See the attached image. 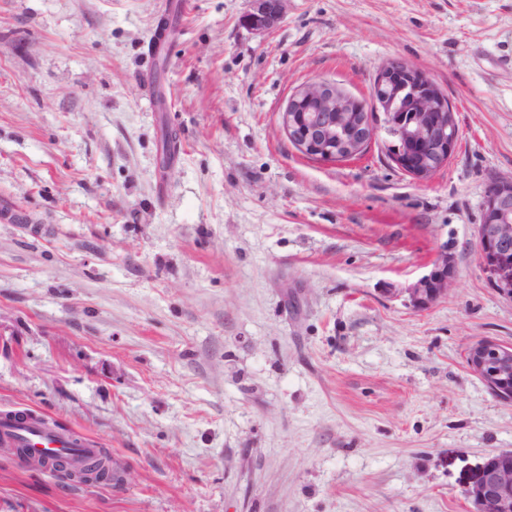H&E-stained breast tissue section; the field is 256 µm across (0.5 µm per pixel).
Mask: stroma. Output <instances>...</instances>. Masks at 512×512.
<instances>
[{"label":"stroma","mask_w":512,"mask_h":512,"mask_svg":"<svg viewBox=\"0 0 512 512\" xmlns=\"http://www.w3.org/2000/svg\"><path fill=\"white\" fill-rule=\"evenodd\" d=\"M254 7L0 0V410L129 470L78 483L0 448V512H472L512 450V404L466 363L512 343L477 247L512 176V0H286L263 33ZM391 59L453 107L443 169L292 145L296 87L366 100ZM443 248L448 295L415 309Z\"/></svg>","instance_id":"35a3bbf8"}]
</instances>
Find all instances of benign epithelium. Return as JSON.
Returning a JSON list of instances; mask_svg holds the SVG:
<instances>
[{
    "label": "benign epithelium",
    "instance_id": "1",
    "mask_svg": "<svg viewBox=\"0 0 512 512\" xmlns=\"http://www.w3.org/2000/svg\"><path fill=\"white\" fill-rule=\"evenodd\" d=\"M283 2L255 0L247 25L261 32L273 28ZM375 108L383 115L377 124L371 120ZM280 121L289 140L319 160L355 156L382 131L392 160L420 181L447 165L458 137L448 99L426 73L400 59L377 70L371 103L330 80L310 81L292 92ZM478 249L490 286L512 301L511 177L494 180L486 192ZM454 277L452 257L441 249L428 273L404 292L414 308L426 309L448 295ZM466 363L494 397L512 403V344L478 340L469 346ZM464 495L474 512H512V451L490 456Z\"/></svg>",
    "mask_w": 512,
    "mask_h": 512
}]
</instances>
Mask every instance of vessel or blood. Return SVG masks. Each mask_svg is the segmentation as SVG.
I'll list each match as a JSON object with an SVG mask.
<instances>
[{
  "label": "vessel or blood",
  "instance_id": "vessel-or-blood-1",
  "mask_svg": "<svg viewBox=\"0 0 512 512\" xmlns=\"http://www.w3.org/2000/svg\"><path fill=\"white\" fill-rule=\"evenodd\" d=\"M0 439L30 448L33 455L47 464L53 463L55 458L66 457L73 466L78 467L99 453L92 441L73 440L71 436L13 412H0Z\"/></svg>",
  "mask_w": 512,
  "mask_h": 512
}]
</instances>
